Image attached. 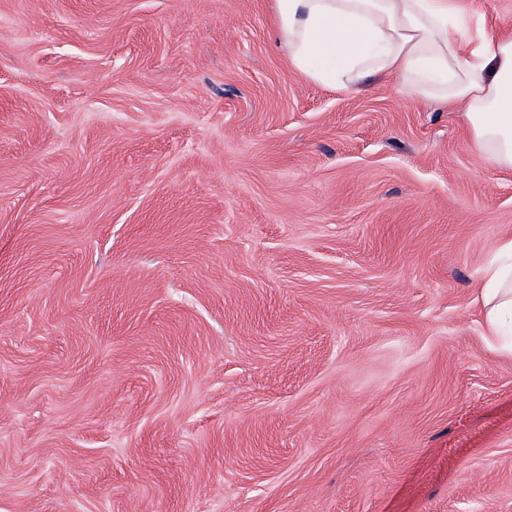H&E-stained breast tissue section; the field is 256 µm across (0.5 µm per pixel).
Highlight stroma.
Segmentation results:
<instances>
[{
	"instance_id": "stroma-1",
	"label": "stroma",
	"mask_w": 512,
	"mask_h": 512,
	"mask_svg": "<svg viewBox=\"0 0 512 512\" xmlns=\"http://www.w3.org/2000/svg\"><path fill=\"white\" fill-rule=\"evenodd\" d=\"M507 239L462 111L271 0H0V512H512ZM480 296L485 306L486 336L504 339L508 323L512 334V239L501 242L481 271Z\"/></svg>"
}]
</instances>
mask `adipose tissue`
<instances>
[{"label": "adipose tissue", "mask_w": 512, "mask_h": 512, "mask_svg": "<svg viewBox=\"0 0 512 512\" xmlns=\"http://www.w3.org/2000/svg\"><path fill=\"white\" fill-rule=\"evenodd\" d=\"M291 66L349 89L376 73L402 93L465 107L468 136L494 166L512 169V34L492 36L462 0H272ZM486 335L512 324V239L481 271Z\"/></svg>", "instance_id": "obj_1"}]
</instances>
